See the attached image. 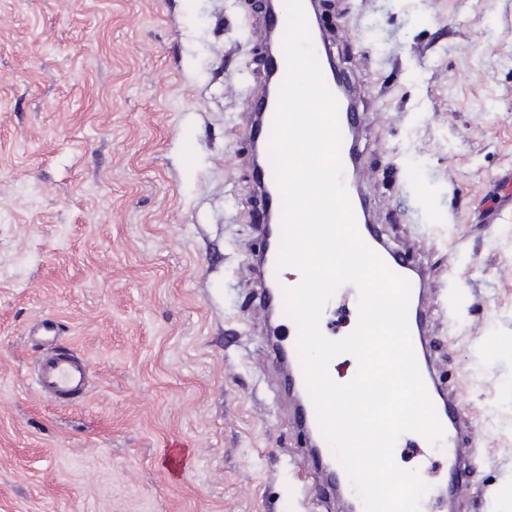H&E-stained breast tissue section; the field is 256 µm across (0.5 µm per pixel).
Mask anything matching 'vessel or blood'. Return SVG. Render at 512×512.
<instances>
[{"mask_svg": "<svg viewBox=\"0 0 512 512\" xmlns=\"http://www.w3.org/2000/svg\"><path fill=\"white\" fill-rule=\"evenodd\" d=\"M305 16L313 47L320 52L318 62L325 81L337 101L343 181L352 204L356 228L363 241L384 264L411 285L408 309L410 337L425 390L443 429V437L436 448L448 461V495L453 498L459 492V475L469 457L470 448L459 402L453 392L444 390L429 351V320L425 313L429 304V274L416 260L418 246L393 248L374 221L370 201L360 181L364 158L358 148V132L364 125L365 115L356 107L357 91L334 58L327 54V35L318 15L309 8ZM286 26L284 0H266L258 32L264 61L257 89L249 100L248 122L244 129L251 147L249 161L254 184L262 197V206L256 213L253 225L256 249L254 261L249 266V278L256 286V306L276 334L275 341L269 346V360L280 369L284 388L295 399L298 427L307 445L308 456L313 460L329 459L333 451L322 434L314 403L307 390L303 367L294 344L289 341L290 336L296 335L297 327L281 314L283 281L277 267L282 235L281 188L267 161V151L280 87L286 76V60L282 50ZM33 334L44 348L42 356L33 365L38 390L56 399L82 395L90 372L88 363L80 357L58 352V333L53 321H40ZM331 488L339 512H365L363 501L345 468H336Z\"/></svg>", "mask_w": 512, "mask_h": 512, "instance_id": "obj_1", "label": "vessel or blood"}]
</instances>
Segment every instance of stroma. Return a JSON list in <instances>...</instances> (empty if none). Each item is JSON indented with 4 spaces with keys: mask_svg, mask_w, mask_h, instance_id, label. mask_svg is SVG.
<instances>
[{
    "mask_svg": "<svg viewBox=\"0 0 512 512\" xmlns=\"http://www.w3.org/2000/svg\"><path fill=\"white\" fill-rule=\"evenodd\" d=\"M253 0H0V512H336L249 295ZM364 188L432 272V360L473 429L402 448L434 512H512V0H321ZM91 365L50 401L28 330Z\"/></svg>",
    "mask_w": 512,
    "mask_h": 512,
    "instance_id": "1",
    "label": "stroma"
}]
</instances>
